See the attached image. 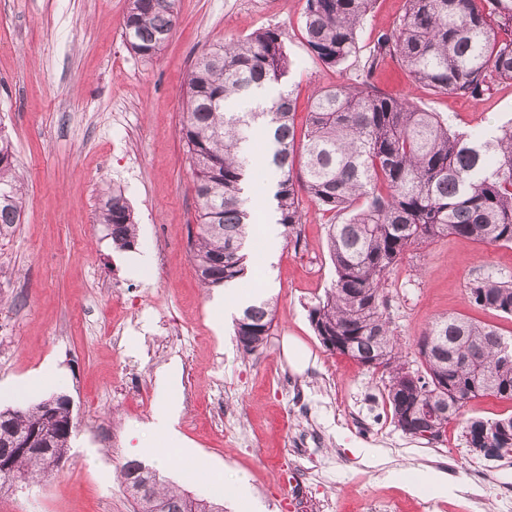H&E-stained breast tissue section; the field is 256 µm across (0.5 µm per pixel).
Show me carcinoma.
Masks as SVG:
<instances>
[{
  "mask_svg": "<svg viewBox=\"0 0 512 512\" xmlns=\"http://www.w3.org/2000/svg\"><path fill=\"white\" fill-rule=\"evenodd\" d=\"M375 0H306V43L326 67L356 55L358 30ZM176 0H129L122 37L134 54L152 59L176 23ZM395 31L383 33L362 66L361 80L313 91L302 139L295 99L286 82L291 62L282 35L258 29L199 54L184 90L179 133L194 171L197 231L189 253L206 288L246 277L256 217L243 185L251 170V130L265 132L276 223L299 245L306 193L328 217L327 245L334 279L309 310L322 344L335 338L339 353L361 365L379 360L388 371L387 399L397 428L412 437L426 428L424 406L446 386L447 421L457 418L453 395L467 392L512 400V339L461 316L436 319L417 340L421 377L409 385L395 376L407 364L384 318V285L413 248L446 236L488 246H512V121L488 135L459 132L448 117L429 112L371 84L386 59L434 94L480 97L497 80L512 81V0H406ZM22 191L11 141L0 134V230L18 224ZM98 223L118 249H131L137 224L119 190L101 199ZM470 302L512 316V279L486 274L467 286ZM275 320L268 300L247 305L235 336L248 354L264 349ZM73 430L69 407L53 415L42 403L0 409V453L16 441H47L46 450L20 458L0 474V491L45 475L65 458ZM468 448H512V415L472 420ZM120 475L136 512H204L184 491L164 486L159 472L138 460ZM150 486V491L143 490Z\"/></svg>",
  "mask_w": 512,
  "mask_h": 512,
  "instance_id": "carcinoma-1",
  "label": "carcinoma"
}]
</instances>
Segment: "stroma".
I'll list each match as a JSON object with an SVG mask.
<instances>
[{"label": "stroma", "instance_id": "obj_1", "mask_svg": "<svg viewBox=\"0 0 512 512\" xmlns=\"http://www.w3.org/2000/svg\"><path fill=\"white\" fill-rule=\"evenodd\" d=\"M306 0H176L177 23L160 54L141 59L122 38L128 0H0V130L23 180L22 223L0 231V408L33 405L31 379L72 402L65 462L26 488L0 493V512H134L118 467L136 459L167 483L210 497L208 479L247 481L267 512H286V477L302 480L303 512H501L512 498V454L469 451L466 422L512 414V401H469L442 438L395 427L386 374L327 351L309 310L334 278L327 219L304 200L300 245L261 256L241 293L270 300L263 350L247 354L223 288L201 287L189 258L196 226L193 167L179 130L183 90L202 51L259 28L278 29L291 67L296 123L313 90L356 78L379 32L405 0H376L343 69L324 66L303 33ZM378 89L443 112L455 129L490 130L512 119V82L480 99L435 96L393 60ZM120 189L139 227L116 249L96 221ZM512 277V248L445 237L409 252L385 283V314L404 352L431 322L462 315L512 336V317L472 305L469 281ZM130 328L118 342L109 328ZM176 369L175 445L152 427L157 380ZM142 385L145 400H130ZM175 466L159 467L162 456ZM447 476L438 496L408 482Z\"/></svg>", "mask_w": 512, "mask_h": 512}]
</instances>
